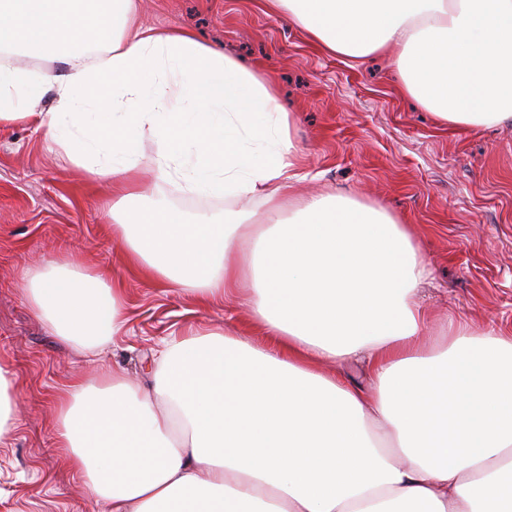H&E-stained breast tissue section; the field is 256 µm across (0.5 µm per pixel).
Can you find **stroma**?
I'll use <instances>...</instances> for the list:
<instances>
[{
    "instance_id": "1",
    "label": "stroma",
    "mask_w": 512,
    "mask_h": 512,
    "mask_svg": "<svg viewBox=\"0 0 512 512\" xmlns=\"http://www.w3.org/2000/svg\"><path fill=\"white\" fill-rule=\"evenodd\" d=\"M143 22L190 30L271 75L295 117L301 149L297 195L344 192L410 224L432 268L416 300L431 329L449 318L512 336V123L439 128L404 97L386 59L319 52L287 13L262 0H139ZM187 216L248 209L260 199L193 195L168 185ZM108 183L87 186L34 125L0 126V362L18 384V427L0 444V512H110L90 497L55 442V395L76 377L114 372L150 388L158 339L221 328L255 346L266 340L240 301L209 307L129 271L108 228ZM68 258L107 269L124 290L126 335L93 355L59 341L33 311L27 272Z\"/></svg>"
}]
</instances>
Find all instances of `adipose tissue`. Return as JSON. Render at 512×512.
Instances as JSON below:
<instances>
[{
  "label": "adipose tissue",
  "mask_w": 512,
  "mask_h": 512,
  "mask_svg": "<svg viewBox=\"0 0 512 512\" xmlns=\"http://www.w3.org/2000/svg\"><path fill=\"white\" fill-rule=\"evenodd\" d=\"M325 53L388 55L438 125L512 121V0H263ZM0 124L35 120L112 186L128 267L209 306L250 285V345L224 331L160 340L150 390L71 380L56 433L111 512H512V336L415 302L431 269L409 225L343 196L294 193V117L273 81L191 31L144 25L136 0H0ZM51 95L53 105L31 104ZM158 144L154 185L262 195L250 214L188 221L139 185L133 131ZM249 253H242V246ZM53 336L93 352L125 333L106 270L29 271ZM365 363L360 386L323 363Z\"/></svg>",
  "instance_id": "ef3b65f1"
}]
</instances>
